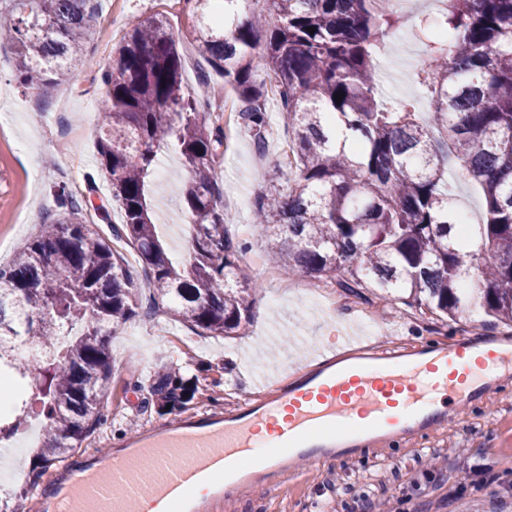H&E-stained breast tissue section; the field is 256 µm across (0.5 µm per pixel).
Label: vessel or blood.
Returning <instances> with one entry per match:
<instances>
[{
    "label": "vessel or blood",
    "mask_w": 512,
    "mask_h": 512,
    "mask_svg": "<svg viewBox=\"0 0 512 512\" xmlns=\"http://www.w3.org/2000/svg\"><path fill=\"white\" fill-rule=\"evenodd\" d=\"M284 389L230 416L145 427L121 449L76 454L34 491L40 512H212L227 487L266 484L305 461L349 458L460 419L491 375L512 371V337L375 354L340 336Z\"/></svg>",
    "instance_id": "obj_1"
}]
</instances>
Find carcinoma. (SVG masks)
<instances>
[{
    "label": "carcinoma",
    "instance_id": "carcinoma-1",
    "mask_svg": "<svg viewBox=\"0 0 512 512\" xmlns=\"http://www.w3.org/2000/svg\"><path fill=\"white\" fill-rule=\"evenodd\" d=\"M193 2L197 50L236 93L256 144L266 140L268 92L282 105L299 185L256 202L254 226L271 259L345 292L411 299L452 322L479 310L512 326V0H446L440 17L414 26L428 55L415 71L431 106L425 123L413 100L379 97L377 50L400 28L380 0H264V14L250 0H224L222 23L209 17L211 0ZM11 4L0 11V45L14 46L23 84L47 90L78 61L91 0ZM101 82L98 154L123 214L114 232L135 251L153 305L200 334L242 335L251 280L227 235L216 172L227 138L199 110L202 95L185 87L166 22L127 32ZM162 150L177 153L188 173L181 263L152 220L148 178ZM450 163L483 193L478 224L456 213ZM54 194L62 211L0 266V373L35 382L46 433L21 496L100 424L109 340L136 315L124 255L82 223L84 205L65 187ZM26 343L42 353L30 365L15 355ZM149 392L159 410L174 411L194 398L195 380L174 369ZM0 398L12 404L0 415L2 442L23 430L33 403L9 382Z\"/></svg>",
    "mask_w": 512,
    "mask_h": 512
}]
</instances>
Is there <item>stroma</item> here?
I'll return each instance as SVG.
<instances>
[{
	"instance_id": "1",
	"label": "stroma",
	"mask_w": 512,
	"mask_h": 512,
	"mask_svg": "<svg viewBox=\"0 0 512 512\" xmlns=\"http://www.w3.org/2000/svg\"><path fill=\"white\" fill-rule=\"evenodd\" d=\"M154 17L166 22L183 58L184 80L196 86L207 64L199 60L193 42L190 0H97L74 77L48 93L20 85L13 66L0 65V99L15 108L0 123V264L9 263L56 213L54 188L63 184L85 201V222L124 253L138 288L136 316L111 340L114 375L101 423L90 436L92 451L111 448L148 423L174 422L203 411L225 413L243 400H259L256 377L290 384L326 338L340 332L405 347L445 344L462 332L500 333V325L479 312L445 326L426 309L368 293L350 295L268 262L253 225L255 202L270 189L265 173L281 168V192L298 185V171L285 154L289 135L278 120L281 103L274 95L267 103L265 147H257L244 126L235 124L230 148L217 163L227 234L241 244L239 257L255 286L244 335H202L150 308L152 289L134 252L112 237L122 214L112 205L96 142L101 74L120 39ZM411 29L410 22H402L380 61L384 88L394 97L421 95L412 70L426 54ZM186 177L175 154H162L154 164L152 187L163 202L153 219L178 261L186 255V218L179 204ZM102 204L109 208V220L100 216ZM176 364L197 375L196 394L184 408L162 414L149 402L146 388L161 366ZM380 502L392 512H512V378L497 382L484 400L471 405L463 424L386 443L355 458L301 463L267 486L230 493L217 512H370V505Z\"/></svg>"
}]
</instances>
